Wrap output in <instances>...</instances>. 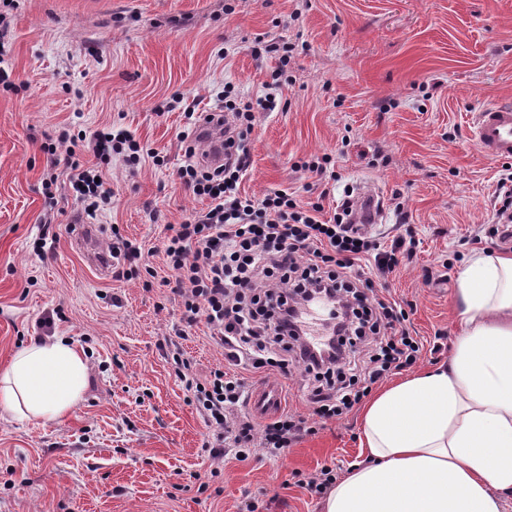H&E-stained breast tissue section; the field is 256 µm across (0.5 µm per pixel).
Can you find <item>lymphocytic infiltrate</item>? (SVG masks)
<instances>
[{"label": "lymphocytic infiltrate", "instance_id": "lymphocytic-infiltrate-1", "mask_svg": "<svg viewBox=\"0 0 512 512\" xmlns=\"http://www.w3.org/2000/svg\"><path fill=\"white\" fill-rule=\"evenodd\" d=\"M263 50L278 54L279 66L263 97L225 99L223 165L194 162L190 141L197 118H190L180 132L190 161L179 169L178 178L209 205L170 225L162 246L169 275L161 283L182 308V326L176 338H162L159 347L202 415L210 434L206 446L218 461L230 454L239 461L283 455L305 436L316 434V421L347 415L375 384L410 368L423 348L411 335L409 315L401 304L376 292L372 281L358 274L369 259L377 278L392 274L400 256L411 252L404 237H394L386 247L377 245L353 227L348 206L326 219L321 206H301L285 189L271 190L259 200L242 195L250 167L248 134L256 113L276 108L292 58L285 43H270ZM69 140L63 131L56 142L44 145L51 169L42 186L52 190L57 184L55 167L69 168V187L81 203L74 221L84 224L110 204L112 195L99 181L98 170L82 164L68 149ZM81 141L86 153L106 165L116 157L128 166L165 162L158 152L121 131L98 129ZM316 303L331 312L325 334L317 341L305 318ZM200 330L223 349L229 366L271 370L284 378L302 369L309 412L289 410L260 420L245 411V383L227 368L197 378L180 342Z\"/></svg>", "mask_w": 512, "mask_h": 512}]
</instances>
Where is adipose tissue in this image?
I'll list each match as a JSON object with an SVG mask.
<instances>
[{"label": "adipose tissue", "instance_id": "adipose-tissue-1", "mask_svg": "<svg viewBox=\"0 0 512 512\" xmlns=\"http://www.w3.org/2000/svg\"><path fill=\"white\" fill-rule=\"evenodd\" d=\"M463 334L447 367L408 375L363 408L369 457L336 480L325 512H505L512 500V255L472 254L458 277ZM85 355L37 339L0 372V405L55 421L88 384Z\"/></svg>", "mask_w": 512, "mask_h": 512}]
</instances>
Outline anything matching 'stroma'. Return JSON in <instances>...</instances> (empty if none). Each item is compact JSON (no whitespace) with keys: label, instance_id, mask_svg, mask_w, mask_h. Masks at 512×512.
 <instances>
[{"label":"stroma","instance_id":"35a3bbf8","mask_svg":"<svg viewBox=\"0 0 512 512\" xmlns=\"http://www.w3.org/2000/svg\"><path fill=\"white\" fill-rule=\"evenodd\" d=\"M0 15L11 73L0 84V370L52 314L54 335L89 364L81 403L57 421L0 409V512H238L248 496L266 512H324L295 475L363 463L360 410L282 456L213 460L202 417L156 347L178 329V305L167 288L118 282L86 261L70 229L77 201L43 192L41 145L110 126L166 155L162 168L103 167L112 204L96 217L166 276L169 225L205 206L177 177L186 109L223 105L228 85L263 96L278 58L254 55L255 41L294 44L280 107L256 115L241 191L288 187L329 215L352 191L378 192L385 209L367 234L414 241L385 286L414 335L442 334L440 351L415 365L430 369L460 334L469 256L512 254L487 233L506 162L470 136L474 113L512 102V0H0ZM325 156L335 180L304 169ZM48 212L58 230L44 244Z\"/></svg>","mask_w":512,"mask_h":512}]
</instances>
